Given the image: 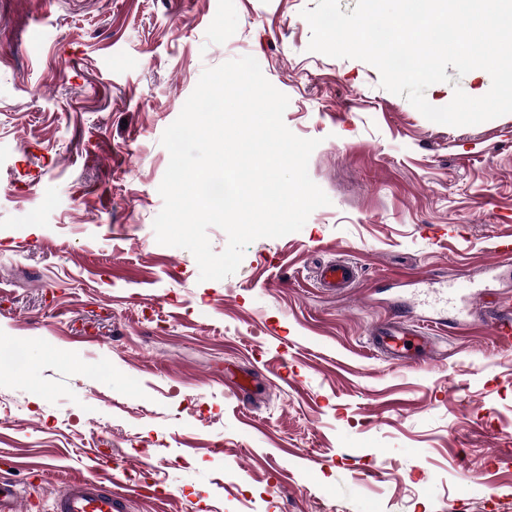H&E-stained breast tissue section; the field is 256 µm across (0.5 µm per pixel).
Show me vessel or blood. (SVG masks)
<instances>
[{
    "label": "vessel or blood",
    "instance_id": "vessel-or-blood-1",
    "mask_svg": "<svg viewBox=\"0 0 512 512\" xmlns=\"http://www.w3.org/2000/svg\"><path fill=\"white\" fill-rule=\"evenodd\" d=\"M357 266L348 261H332L317 274L318 283L328 289L352 287L358 277ZM475 321L487 324L503 346L512 345V300L497 298L492 309L473 311ZM372 347L392 364L409 367L429 362V338L422 327L412 324L404 310H396L376 324ZM21 494L13 481L0 477V512H20ZM123 496L102 474L70 481L58 495L54 512H121Z\"/></svg>",
    "mask_w": 512,
    "mask_h": 512
}]
</instances>
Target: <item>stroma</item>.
<instances>
[{"label":"stroma","mask_w":512,"mask_h":512,"mask_svg":"<svg viewBox=\"0 0 512 512\" xmlns=\"http://www.w3.org/2000/svg\"><path fill=\"white\" fill-rule=\"evenodd\" d=\"M317 0H0V460L51 512L73 478H116L127 512H512V347L467 298L512 295V114L428 121L378 70L308 49ZM250 55L319 139L329 197L203 281L158 244L161 144L204 69ZM431 85L486 94L489 74ZM40 211L41 220L27 216ZM361 276L343 293L315 271ZM434 361L392 365L371 327L440 286ZM251 375L238 394L226 383ZM358 267L348 261H332L325 264L317 274L318 283L328 289L351 288L358 278Z\"/></svg>","instance_id":"1"}]
</instances>
